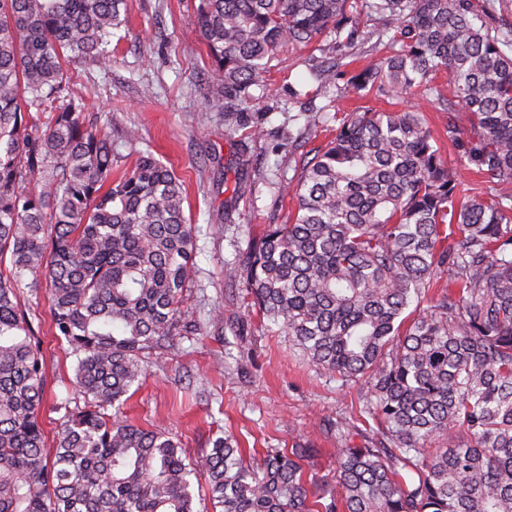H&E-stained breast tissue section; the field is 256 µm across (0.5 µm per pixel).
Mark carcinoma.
Masks as SVG:
<instances>
[{"label":"carcinoma","mask_w":512,"mask_h":512,"mask_svg":"<svg viewBox=\"0 0 512 512\" xmlns=\"http://www.w3.org/2000/svg\"><path fill=\"white\" fill-rule=\"evenodd\" d=\"M364 2L379 34L399 26L347 87H424L454 144L468 112L467 157L494 187L458 199L423 113L357 114L297 183L280 182L291 223L227 265L316 372L366 386L359 414L378 438L336 427L333 494L305 476L310 447L248 460L219 437L192 458L174 434L123 419L145 355L199 331L182 317L195 227L151 153L112 181V138L70 91L62 61L111 68L125 0H0V512H512V37L489 26L487 0ZM356 24L350 0H199L219 81L210 110L245 111L281 48L326 33L340 47ZM313 75L335 88L339 65ZM441 269L448 289L410 309ZM42 288L84 400L58 403L50 450L43 355L20 303Z\"/></svg>","instance_id":"obj_1"}]
</instances>
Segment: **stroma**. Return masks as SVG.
I'll return each mask as SVG.
<instances>
[{
  "label": "stroma",
  "instance_id": "35a3bbf8",
  "mask_svg": "<svg viewBox=\"0 0 512 512\" xmlns=\"http://www.w3.org/2000/svg\"><path fill=\"white\" fill-rule=\"evenodd\" d=\"M199 0H126V21L111 43L112 67L92 63L74 70L73 89L85 114L112 137V176L131 170L139 152L150 151L179 177L184 209L196 228L195 277L185 309L201 327L197 336L174 337L150 356L145 375L123 407L134 424L164 428L190 453L211 439L232 436L244 451L310 443L312 472L335 479L336 425L358 417L362 385L337 389L290 346L268 332L243 298L242 281L224 277L228 262L261 228L284 224L295 209L281 195L280 179L297 180L307 161L335 136L339 116L358 109H418L440 136L441 156L457 173L462 199L488 191V178L471 169L459 148L442 138L445 118L435 100L413 87L388 98L376 90L324 92L311 72L324 59L329 37L305 48L288 47L269 61L254 100L239 121L210 112L217 79L206 47L194 29ZM346 50L345 75L386 54L369 18ZM319 126L307 129V113ZM135 129L137 146L124 134ZM43 341L46 390L43 426L54 438L62 399L76 397L67 345L54 335L46 296H23ZM224 313V333L208 324Z\"/></svg>",
  "mask_w": 512,
  "mask_h": 512
}]
</instances>
